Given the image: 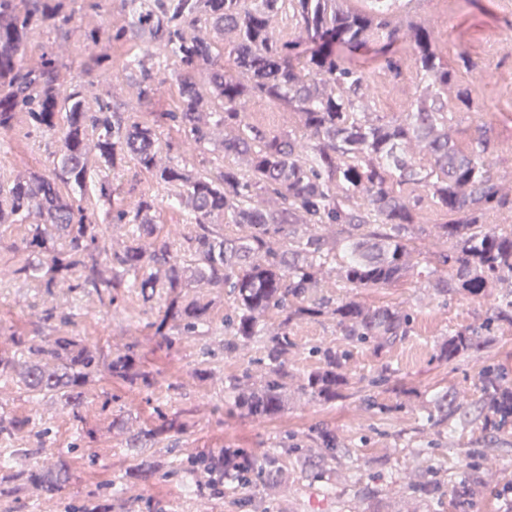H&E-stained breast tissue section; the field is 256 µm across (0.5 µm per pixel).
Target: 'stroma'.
Listing matches in <instances>:
<instances>
[{"mask_svg": "<svg viewBox=\"0 0 512 512\" xmlns=\"http://www.w3.org/2000/svg\"><path fill=\"white\" fill-rule=\"evenodd\" d=\"M443 55L456 62L468 51L476 66L459 70L476 106L459 113L458 137H476L490 128L495 137L491 160L498 175H512V0H438ZM73 20L34 35L25 60L34 65L44 53L62 50L59 79L67 84L93 81V91L121 112H164L172 109L174 80H167L146 104L138 100L130 70L124 69L111 42L88 49L86 36L96 27L116 29L125 15L121 0H73ZM404 73L392 79L371 51L353 55L363 65L370 86L379 91L388 111H405L414 92L412 54L400 49ZM57 149L54 138L16 130L0 148V173H49ZM325 295L350 297L371 306L395 304L412 316L405 340L377 350L341 336L336 323L322 315L293 328L295 342L288 368L302 375L319 366L318 347L347 351L343 372L348 384L335 401H310L292 394L278 415L251 416L229 404L224 389L243 370L260 374L263 349L251 343L235 354L204 360L200 343L185 339L166 347L147 328L146 315L117 309L104 312L91 297L72 293L57 298L58 307L79 311L76 334L104 346L134 344L142 370L155 384L146 389L119 381H100L80 418L62 411L49 398L28 397L12 382L0 381V407L48 426L47 447L67 458L74 477L59 498L46 500L28 489L21 502L0 500V512H68L78 500L106 504L108 512H457L451 478L469 479L473 495L468 512H512V423L499 427L484 404L478 376L483 367L506 369L512 375V323L498 322L488 341L476 350L444 363L437 361L448 333L482 330L494 316L512 283L499 282L486 295L453 291L439 295L433 280L415 265L409 276L389 288H342L336 272L325 278ZM44 297L39 289L0 283V350L13 352L11 335L39 338L57 334L58 325L35 316ZM388 382L371 385L380 368ZM455 393L462 405L447 425L428 420V402L440 391ZM133 426L159 429L146 456L160 463L202 455L242 451L255 458L278 448L282 454L276 478L254 476L249 490L234 483L214 487L198 473L193 487L178 476L133 477L135 461L123 448L125 436L112 428L116 416ZM327 431L336 438L339 461L320 470L303 455L285 454V447H310ZM439 476L431 496L413 493L408 482Z\"/></svg>", "mask_w": 512, "mask_h": 512, "instance_id": "obj_1", "label": "stroma"}]
</instances>
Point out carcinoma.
Segmentation results:
<instances>
[{"label":"carcinoma","mask_w":512,"mask_h":512,"mask_svg":"<svg viewBox=\"0 0 512 512\" xmlns=\"http://www.w3.org/2000/svg\"><path fill=\"white\" fill-rule=\"evenodd\" d=\"M0 0V133L24 123L57 138L51 174H0V224L24 226L25 257L0 264V282H21L54 299L81 291L105 309L129 300L157 312L148 326L168 343L213 335L212 300L184 288L230 289L233 311L224 315L225 352L260 341L264 371L229 382L233 405L274 416L288 403L294 374L286 358L292 327L328 315L342 335L382 349L409 331V315L392 305L369 306L353 298L317 295L329 264L339 262L345 288H386L413 268L412 242L428 199L436 210V249L424 256L431 273L453 264L450 290L483 296L497 281L512 280V228L487 226L494 210H512V189L492 171L491 137L483 131L460 145L456 114L473 108L444 59L430 18H391L394 0H372L350 12L342 0H122L126 24L112 45L138 43L128 65L139 73L138 98L149 101L175 66L177 103L140 121L117 112L84 84L59 82L56 59L24 61L38 29L71 21L64 0ZM408 46L414 56L415 92L407 110L383 111L364 68L347 61L373 45L395 78L402 61L391 52ZM264 102L265 120L250 111ZM188 215L179 243L157 222V196L132 180L121 194L104 175L126 160ZM103 223H98V211ZM77 314L46 306L40 319L63 327ZM0 353V379L20 384L33 398L50 397L74 418L103 376L149 388L134 346L105 350L79 336L13 340ZM477 331H456L437 358L451 362L480 346ZM322 366L299 377L296 390L330 401L346 385L343 355L317 348ZM480 391L505 426L512 419L506 374L485 367ZM430 405L443 424L459 405L448 392ZM30 419L0 411V437L9 439ZM126 426L135 453L158 437L155 429ZM315 465L336 462V438L323 432ZM41 463L12 472L11 463L33 454ZM7 475L0 497L20 498L35 485L51 500L72 480L70 462L47 448H3ZM279 463L260 464L242 452L199 456L171 467L193 477L204 469L219 483L243 489L251 475Z\"/></svg>","instance_id":"carcinoma-1"}]
</instances>
